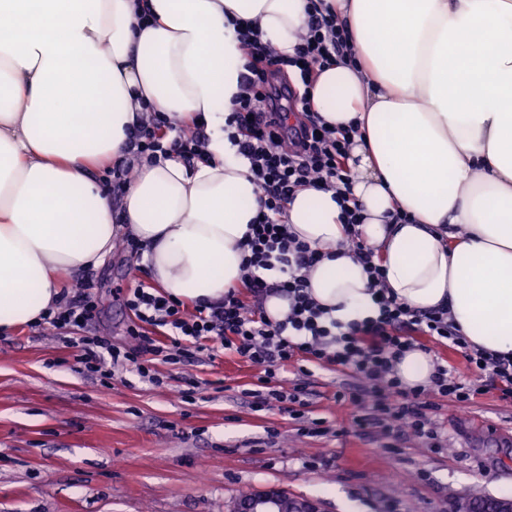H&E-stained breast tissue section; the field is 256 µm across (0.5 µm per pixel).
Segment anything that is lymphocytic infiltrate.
Here are the masks:
<instances>
[{"label": "lymphocytic infiltrate", "mask_w": 512, "mask_h": 512, "mask_svg": "<svg viewBox=\"0 0 512 512\" xmlns=\"http://www.w3.org/2000/svg\"><path fill=\"white\" fill-rule=\"evenodd\" d=\"M308 21L298 33L293 53H281L264 42L257 29L237 28L248 57L243 87L227 118L225 130L239 155L250 164L257 184L258 214L243 243L244 275L222 300L187 308L184 302L134 279L124 293L133 319L127 340L112 343L92 336L98 302L91 283L75 289L62 304L46 312L41 325L62 335L75 351L83 372L111 380L116 369L134 364L140 377L157 384V363L188 366L202 356L225 350L258 367L255 388L246 390L252 411L266 412L286 403L304 404L305 382L283 386L280 369L292 362L327 363L349 369L361 382L352 396L337 394L362 409L355 419L360 431L385 429L387 436L404 431L435 438L430 417L436 399L468 402L471 385L435 363L428 384L407 387L396 372L404 353L427 337L463 352L469 366L499 383L501 400L512 399V360L469 348L447 309L420 312L390 295L379 257L361 237V207L352 194L354 176L348 165L358 123L336 128L314 107L310 90L320 71L339 58H355L352 36L324 0H308ZM207 136L203 120L178 123L164 113L150 112L130 140L133 158L149 163L178 157L186 164L202 159ZM334 192L342 208L346 242L371 280L379 307L377 318L333 332L325 312L308 292V271L321 254L289 234L286 206L305 188ZM278 270V280L266 274ZM278 294L288 298L290 311L281 321L266 317L250 298Z\"/></svg>", "instance_id": "lymphocytic-infiltrate-1"}]
</instances>
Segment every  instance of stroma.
Returning a JSON list of instances; mask_svg holds the SVG:
<instances>
[{"mask_svg": "<svg viewBox=\"0 0 512 512\" xmlns=\"http://www.w3.org/2000/svg\"><path fill=\"white\" fill-rule=\"evenodd\" d=\"M136 259L122 245L93 271L59 275L61 287L92 279L93 331L125 342L132 316L121 294ZM432 358L477 391L461 406L437 399L431 418L441 449L355 431L349 371L311 365L305 419L274 409L257 416L244 397L259 370L229 353L178 368L157 364L163 384L134 367L110 387L83 373L53 331L0 335V512H232L245 494L271 487L316 501L323 512H458L475 497L512 489V404L463 354L433 345ZM200 390L177 396L186 377ZM345 401H337V393Z\"/></svg>", "mask_w": 512, "mask_h": 512, "instance_id": "35a3bbf8", "label": "stroma"}]
</instances>
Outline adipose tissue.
<instances>
[{"label":"adipose tissue","instance_id":"adipose-tissue-1","mask_svg":"<svg viewBox=\"0 0 512 512\" xmlns=\"http://www.w3.org/2000/svg\"><path fill=\"white\" fill-rule=\"evenodd\" d=\"M326 2L359 63L322 71L313 101L332 126L360 123L353 194L390 293L512 357V0ZM234 17L289 53L307 0H0V333L55 308L58 273L102 265L124 233L173 299L239 285L258 205L224 131L247 66ZM149 107L202 115L210 159L141 163L117 215L92 170L124 157ZM287 222L324 252L308 291L328 319L377 317L332 193H297Z\"/></svg>","mask_w":512,"mask_h":512}]
</instances>
